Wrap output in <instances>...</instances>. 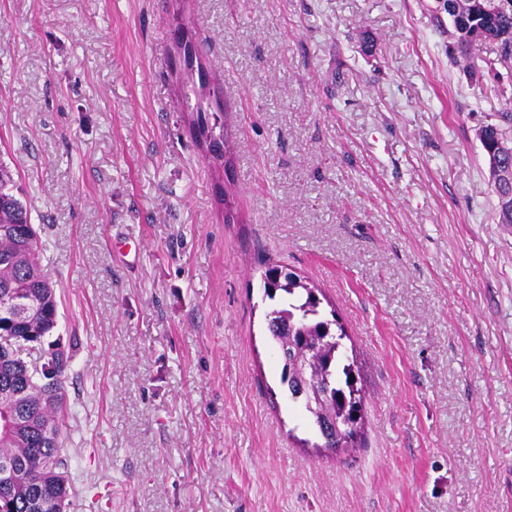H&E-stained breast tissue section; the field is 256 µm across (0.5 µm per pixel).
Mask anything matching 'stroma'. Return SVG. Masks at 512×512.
<instances>
[{"label":"stroma","mask_w":512,"mask_h":512,"mask_svg":"<svg viewBox=\"0 0 512 512\" xmlns=\"http://www.w3.org/2000/svg\"><path fill=\"white\" fill-rule=\"evenodd\" d=\"M232 110L208 167L172 69ZM448 0H0V162L71 355L65 512H512V230L478 138L512 110ZM323 289L362 447L301 446L260 273Z\"/></svg>","instance_id":"1"}]
</instances>
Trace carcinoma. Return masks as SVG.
<instances>
[{"mask_svg":"<svg viewBox=\"0 0 512 512\" xmlns=\"http://www.w3.org/2000/svg\"><path fill=\"white\" fill-rule=\"evenodd\" d=\"M484 0H466L459 15L449 14V36L463 52L480 41L497 44L500 56L512 57V10L494 15L482 10ZM216 108L201 102L191 110L190 125L198 144L227 143L225 103L221 85H212ZM488 156L489 174L497 196L499 223L512 224V184L500 173L512 171V151L502 147L503 129L497 124L479 134ZM41 245L28 208L13 193L11 172L0 165V332L20 345L41 343L58 322L53 284L39 261ZM269 335L281 360V384L290 389L302 375L320 400H301L309 418L314 412L335 418L338 432L322 447L355 448L365 429L363 387L351 384L355 362L342 356L348 338L336 310L321 307V290L306 278L278 264L261 274ZM27 300V312L16 318L6 299ZM70 353L58 346L40 369L29 370L18 355L0 352V478L9 487L0 493V512H62L69 496L68 462L61 454L66 409L65 378Z\"/></svg>","mask_w":512,"mask_h":512,"instance_id":"carcinoma-1","label":"carcinoma"}]
</instances>
